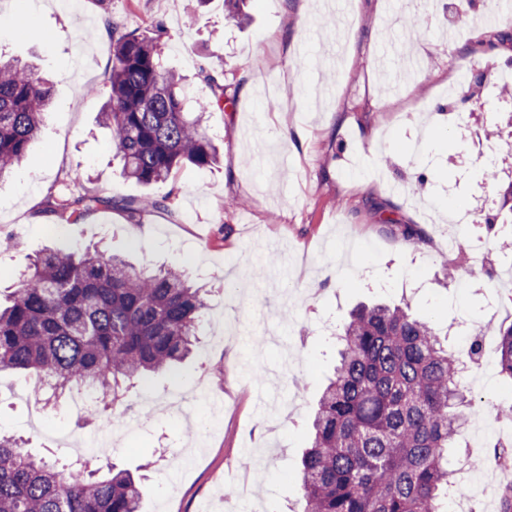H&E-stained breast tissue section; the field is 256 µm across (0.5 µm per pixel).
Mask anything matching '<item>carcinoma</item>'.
<instances>
[{"label": "carcinoma", "instance_id": "obj_1", "mask_svg": "<svg viewBox=\"0 0 512 512\" xmlns=\"http://www.w3.org/2000/svg\"><path fill=\"white\" fill-rule=\"evenodd\" d=\"M112 39L100 119L127 177L160 184L186 164L216 162L201 113L234 102L224 73H202L195 115L154 39L115 27ZM50 104L28 65L0 58V181L26 157ZM112 206L110 197L79 195L53 212L70 222ZM205 307L202 289L177 269L137 268L95 248L47 250L0 308V371L88 388L112 410L133 381L187 358ZM493 335L500 374L512 382V324ZM337 340L339 359L302 458L299 512H444L453 485L448 449L473 409L461 369L482 351V337L463 354L409 306L376 304L353 310ZM98 473L91 460L77 469L35 461L0 434V512H139L142 483L113 467Z\"/></svg>", "mask_w": 512, "mask_h": 512}]
</instances>
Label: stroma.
<instances>
[{
	"label": "stroma",
	"mask_w": 512,
	"mask_h": 512,
	"mask_svg": "<svg viewBox=\"0 0 512 512\" xmlns=\"http://www.w3.org/2000/svg\"><path fill=\"white\" fill-rule=\"evenodd\" d=\"M243 11L241 22L224 0H81L76 12L59 0H0V53L32 65L53 98L38 140L0 184V287L46 247L99 244L137 264L182 268L209 292L191 355L132 388L118 415L80 420L67 400L46 406L29 374L0 372V431L37 457L146 476L141 512H222L244 486L250 512H295L310 418L336 360L321 325L356 305L405 302L443 333L459 317L475 334L512 324V278L486 262L492 291L471 288L461 256L451 260L459 276L446 278L441 244L457 227L433 218L456 199L496 215L500 238H512L502 207L512 97L490 87L512 63V23H482L475 7L453 15L448 0H245ZM116 29L157 40L187 96L198 94L202 69L223 72L235 103L205 116L219 164L183 167L155 186L123 175L99 123ZM478 49L486 68L461 84ZM414 53L426 69L397 86ZM314 77V105L294 109ZM265 84L271 95L257 97ZM348 142L359 150L350 163ZM69 194L106 195L116 207L62 223L51 208ZM148 197L164 207L133 219L119 209ZM402 224L419 225L425 244L405 241ZM484 356L490 378L471 397L490 431L459 445L486 462L512 448V416L497 412L512 384L494 343Z\"/></svg>",
	"instance_id": "1"
}]
</instances>
